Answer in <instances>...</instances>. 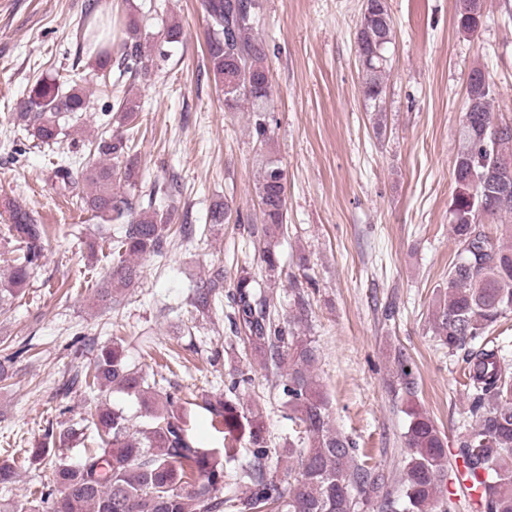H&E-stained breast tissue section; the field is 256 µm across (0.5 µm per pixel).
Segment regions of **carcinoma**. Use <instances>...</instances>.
Instances as JSON below:
<instances>
[{
	"instance_id": "cac0c4a2",
	"label": "carcinoma",
	"mask_w": 512,
	"mask_h": 512,
	"mask_svg": "<svg viewBox=\"0 0 512 512\" xmlns=\"http://www.w3.org/2000/svg\"><path fill=\"white\" fill-rule=\"evenodd\" d=\"M200 6L208 24V70L224 93V108L252 112L253 137L263 146L269 140L270 112L266 45L259 36L263 2L201 0ZM482 18L474 0H460L456 25L461 31L474 33ZM145 27L143 14L128 15L126 37L117 47L96 52L92 77L101 79L116 69L121 77L148 79L153 59L143 36ZM393 33L387 0H368L356 31V52L363 97L376 112L382 111L386 93ZM482 74L474 68L468 76L467 95L474 97V111L467 113L458 130L456 194L451 204L450 232L457 252L448 266V292L433 313L430 330L448 354L464 352L474 423L459 436L457 457L479 498V512H512V368L497 347L466 349L512 313V124L504 123L490 135L492 90L473 82ZM87 108L84 86L76 84L65 91L55 78L45 76L17 100L15 111L34 139L51 146L63 134L64 122L77 120ZM139 108L135 95L116 97L112 109L123 130L106 128L95 141L94 152L101 161L78 172L62 155L54 171L58 194L76 199L103 221L121 222L114 240L118 264L97 289L100 300L112 303L136 283L132 259L161 252L164 231L173 217L171 211L157 207L156 186L136 197L119 192L122 185L136 187L130 123ZM255 194L263 222L252 225L250 233L263 238L262 261L273 272L279 265L278 239L287 229L286 176L278 161L270 157L262 161ZM8 212L7 239L17 245L19 256L13 259L7 280L0 279V302L17 298L29 285L40 267L46 235L45 225L19 202L9 204ZM232 218L242 223L226 200L211 209L209 222L224 224ZM258 286L247 269L240 270L230 294L229 320L244 347L286 368L284 405L299 428L297 443L288 448V457L298 462V473L288 488L282 487L278 470L268 463L260 408L246 413L230 399H204L202 408L210 414L212 427L223 434L221 459L216 450L191 438L184 413L160 382H153L152 395L144 396L146 379L126 363L122 339L115 338L97 348L91 370L76 374L75 381L90 390H119L141 398L152 413L151 425L132 432L123 411L106 404L95 406L97 447L74 465L63 460L56 448L74 435V429L46 430L41 446L23 454L31 465L50 464L52 482L36 491L37 504L0 502V512H359L382 485V474L367 462H358L354 442L330 425L327 397L313 375L315 346L274 323L269 301L258 294ZM222 287L221 273L196 286L193 307L202 313L210 310ZM407 415L404 501L400 509L390 502L391 512H451L453 501L437 500L448 464L442 434L426 412L411 406ZM244 442L252 456L243 471L248 491L218 497L223 462L234 460Z\"/></svg>"
}]
</instances>
